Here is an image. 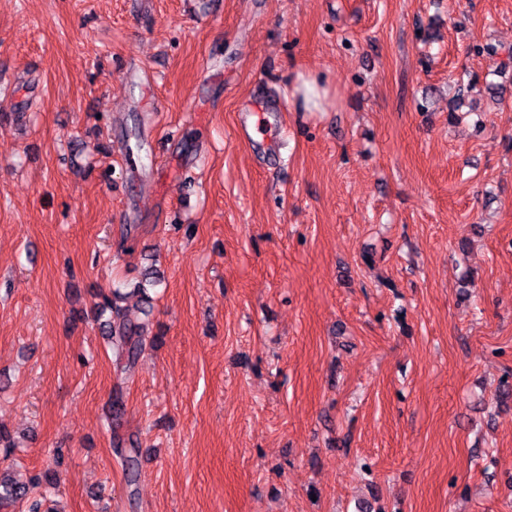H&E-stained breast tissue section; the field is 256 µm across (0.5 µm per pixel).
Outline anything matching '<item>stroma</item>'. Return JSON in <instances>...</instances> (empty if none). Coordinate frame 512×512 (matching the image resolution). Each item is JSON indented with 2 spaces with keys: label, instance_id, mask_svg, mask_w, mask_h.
<instances>
[{
  "label": "stroma",
  "instance_id": "35a3bbf8",
  "mask_svg": "<svg viewBox=\"0 0 512 512\" xmlns=\"http://www.w3.org/2000/svg\"><path fill=\"white\" fill-rule=\"evenodd\" d=\"M151 264L124 369L97 296ZM505 380L512 0H0V467L61 453V512H512ZM116 455L121 461V465L126 472L129 484H135L139 475V448H123L120 439L113 441Z\"/></svg>",
  "mask_w": 512,
  "mask_h": 512
}]
</instances>
